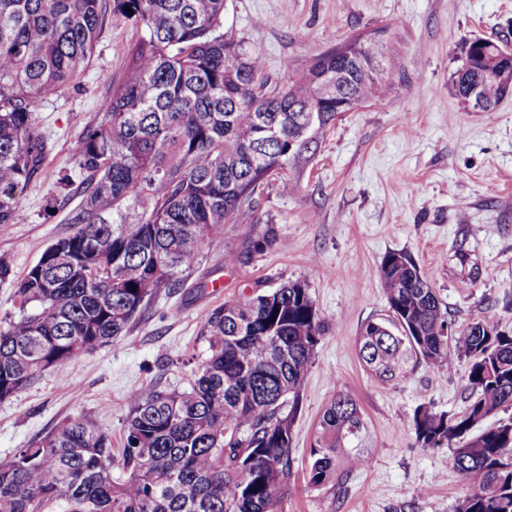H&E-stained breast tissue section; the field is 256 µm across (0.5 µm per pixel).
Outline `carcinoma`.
<instances>
[{"instance_id": "cac0c4a2", "label": "carcinoma", "mask_w": 512, "mask_h": 512, "mask_svg": "<svg viewBox=\"0 0 512 512\" xmlns=\"http://www.w3.org/2000/svg\"><path fill=\"white\" fill-rule=\"evenodd\" d=\"M225 0H0V224L49 151L34 112L92 61L107 12L141 35L111 82L103 119L75 142L73 230L25 274L0 259L18 314L0 325V400L41 372L80 359L126 330L159 288L191 267L224 225L252 214L274 171L301 158L340 112L376 97L396 69L372 39L312 59L297 79L271 81L260 57L224 31ZM131 12H126V9ZM505 47L475 38L461 71L481 76L492 107L512 96ZM389 315L367 322L359 356L377 382L412 358L436 369L467 361L471 400L458 416L418 407L422 448H449L470 489L456 512H512V333L484 320L461 331L401 253L379 268ZM326 325L306 284L288 282L207 317L209 356L189 388L133 397L112 477L103 419L77 415L0 463V512H280L293 477L291 431L300 390ZM373 443L356 400L336 392L319 420L309 485L344 480V459L368 462Z\"/></svg>"}]
</instances>
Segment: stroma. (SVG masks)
Listing matches in <instances>:
<instances>
[{
    "label": "stroma",
    "mask_w": 512,
    "mask_h": 512,
    "mask_svg": "<svg viewBox=\"0 0 512 512\" xmlns=\"http://www.w3.org/2000/svg\"><path fill=\"white\" fill-rule=\"evenodd\" d=\"M224 28L276 81L357 38L378 40L398 67L375 100L340 114L285 175L265 179L251 220L225 225L222 244L203 248L124 335L0 400V463L79 414L106 418L121 450L135 392L181 390L193 380L212 310L298 280L328 330L301 390L283 512H456L467 487L452 454L420 447L412 417L421 405L464 412L465 362L435 370L412 361L381 384L364 369L358 339L365 323L388 313L378 269L391 252L415 262L455 328L485 319L512 332V98L475 112L451 85L464 39L512 48V0H226ZM139 35L109 16L90 66L38 107L36 126L51 151L20 194L14 223L0 224V257L15 274L71 232L78 201L65 199L63 179L77 175L72 146L101 119ZM267 232L271 244L256 251ZM228 252L240 263L225 265ZM341 389L361 407L374 443L367 465L350 464L346 481L318 489L307 479L314 431Z\"/></svg>",
    "instance_id": "35a3bbf8"
}]
</instances>
